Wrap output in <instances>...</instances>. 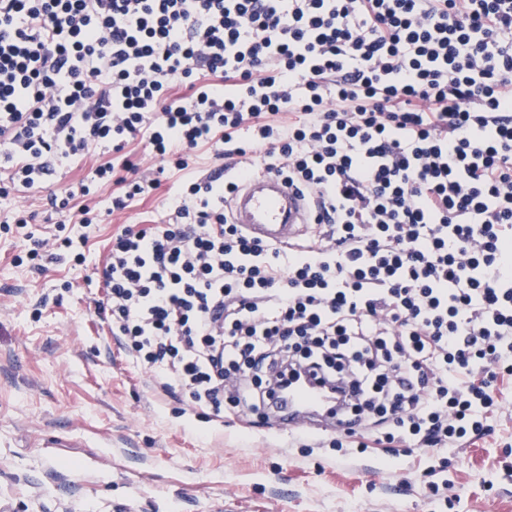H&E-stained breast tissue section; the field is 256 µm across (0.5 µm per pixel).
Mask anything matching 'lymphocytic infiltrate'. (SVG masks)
I'll use <instances>...</instances> for the list:
<instances>
[{
	"label": "lymphocytic infiltrate",
	"mask_w": 512,
	"mask_h": 512,
	"mask_svg": "<svg viewBox=\"0 0 512 512\" xmlns=\"http://www.w3.org/2000/svg\"><path fill=\"white\" fill-rule=\"evenodd\" d=\"M184 94H175V86ZM185 172L112 237L98 307L161 392L265 418L330 384L349 431L294 448L420 454L488 435L512 378V0H0V192L100 149L48 202L90 221ZM233 176L194 174L199 149ZM274 173L328 206L281 248L229 223ZM82 199L79 210L70 203Z\"/></svg>",
	"instance_id": "f902f5d3"
}]
</instances>
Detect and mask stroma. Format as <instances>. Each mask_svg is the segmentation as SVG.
<instances>
[{
  "mask_svg": "<svg viewBox=\"0 0 512 512\" xmlns=\"http://www.w3.org/2000/svg\"><path fill=\"white\" fill-rule=\"evenodd\" d=\"M95 155L56 167L45 188L0 197V506L6 512H512V384L491 435L447 450V500L429 501L410 459L365 453L341 459L289 449L290 433L244 429L164 395L133 363L95 311L113 234L158 218L170 171L157 190L100 222L66 225L84 263L15 264L27 236L57 220L46 194L85 177ZM57 443L47 449V440Z\"/></svg>",
  "mask_w": 512,
  "mask_h": 512,
  "instance_id": "stroma-1",
  "label": "stroma"
}]
</instances>
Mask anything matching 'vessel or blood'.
I'll return each mask as SVG.
<instances>
[{
  "instance_id": "obj_1",
  "label": "vessel or blood",
  "mask_w": 512,
  "mask_h": 512,
  "mask_svg": "<svg viewBox=\"0 0 512 512\" xmlns=\"http://www.w3.org/2000/svg\"><path fill=\"white\" fill-rule=\"evenodd\" d=\"M232 223L261 244L290 246L305 236L318 222V213L305 192L288 185L280 177L259 174L243 180L227 205ZM273 420L278 429L290 430L304 421L300 411L315 408L313 417L321 427L336 426V400L325 388L309 383L289 388L277 397Z\"/></svg>"
}]
</instances>
